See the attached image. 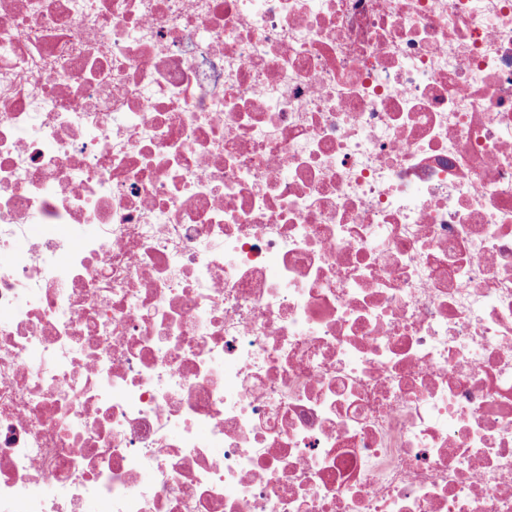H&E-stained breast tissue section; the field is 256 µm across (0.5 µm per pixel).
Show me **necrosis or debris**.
<instances>
[{"label": "necrosis or debris", "mask_w": 512, "mask_h": 512, "mask_svg": "<svg viewBox=\"0 0 512 512\" xmlns=\"http://www.w3.org/2000/svg\"><path fill=\"white\" fill-rule=\"evenodd\" d=\"M0 512H512V0H0Z\"/></svg>", "instance_id": "obj_1"}]
</instances>
